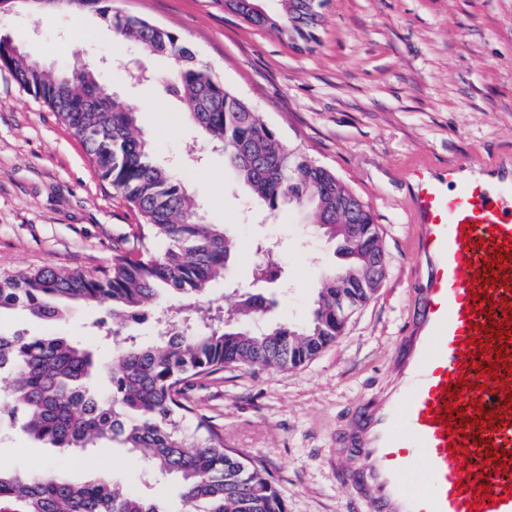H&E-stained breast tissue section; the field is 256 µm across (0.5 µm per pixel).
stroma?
<instances>
[{
    "mask_svg": "<svg viewBox=\"0 0 512 512\" xmlns=\"http://www.w3.org/2000/svg\"><path fill=\"white\" fill-rule=\"evenodd\" d=\"M112 9L177 34L284 142L335 173L372 210L388 273L335 343L301 367H228L189 392L226 447L266 466L287 512H362L342 479L354 461L342 434L363 402L396 384L392 353L426 274L416 258L412 170L481 171L512 161V0H324L317 40L303 50L225 12L222 0H112ZM0 34L56 69L94 61L100 81L139 106L138 127L156 163L180 179L209 223L225 225L232 242L229 265L210 286L213 304H230L233 288H248L256 243L272 241L282 278L267 291L269 317L294 326L308 319L325 271L343 263L336 245L312 234L295 206L271 215L254 206L223 151L158 82L171 67L167 57L118 40L89 9L21 2L0 12ZM137 222L56 113L0 69V273L48 263L108 268ZM106 316L97 303L71 307L53 322L4 309L0 333L87 342L106 361L110 349L90 340ZM39 462L77 482L111 473L182 512L176 485L156 481L118 444L59 452L17 428L0 435V467L29 473Z\"/></svg>",
    "mask_w": 512,
    "mask_h": 512,
    "instance_id": "obj_1",
    "label": "stroma"
}]
</instances>
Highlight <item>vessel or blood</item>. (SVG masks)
Returning <instances> with one entry per match:
<instances>
[{"label": "vessel or blood", "mask_w": 512, "mask_h": 512, "mask_svg": "<svg viewBox=\"0 0 512 512\" xmlns=\"http://www.w3.org/2000/svg\"><path fill=\"white\" fill-rule=\"evenodd\" d=\"M413 180L427 277L399 382L348 431L366 467L344 480L368 512H512V172Z\"/></svg>", "instance_id": "obj_1"}]
</instances>
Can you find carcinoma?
<instances>
[{
	"instance_id": "carcinoma-1",
	"label": "carcinoma",
	"mask_w": 512,
	"mask_h": 512,
	"mask_svg": "<svg viewBox=\"0 0 512 512\" xmlns=\"http://www.w3.org/2000/svg\"><path fill=\"white\" fill-rule=\"evenodd\" d=\"M97 11L121 39L176 63L164 78L169 94L186 108L206 139L224 149L225 160L269 212L293 203L310 214L319 232L339 244L344 259L326 271L310 319L302 327L266 324L260 330L240 320H264L268 312L256 290L232 294L235 305L199 315L197 301L224 272L231 243L222 224L204 221L183 184L152 161L139 135L136 110L110 98L95 72L83 64L53 71L17 57L16 42L0 36V67L47 104L84 146L94 171L110 182L138 213L141 223L129 247H117L112 267L69 271L47 264L33 271L0 275V309L18 306L43 321L61 319L73 303H106L109 320L98 339L112 345L110 385L92 381L94 354L63 336L0 334V427L24 412L22 430L53 448H89L112 440L137 453L157 473L181 484L186 512H286L272 475L261 462L224 447V435L193 406L188 391L201 378L228 366L288 369L334 343L345 325L342 308L358 307L371 295L346 282L364 272L367 254L341 247L336 225L356 219L381 249L378 225L367 203L352 215L345 202L352 189L327 168L284 144L228 90L176 34L148 21L112 13L111 0H67ZM246 0H224L243 21L267 29L303 49L316 40L298 0H279L270 14ZM279 276L273 254L255 268L254 281ZM166 293L180 298L156 321V338L143 344L130 323L161 305ZM0 512H167L157 498L126 491L104 476L78 484L54 470L35 475L0 469Z\"/></svg>"
}]
</instances>
